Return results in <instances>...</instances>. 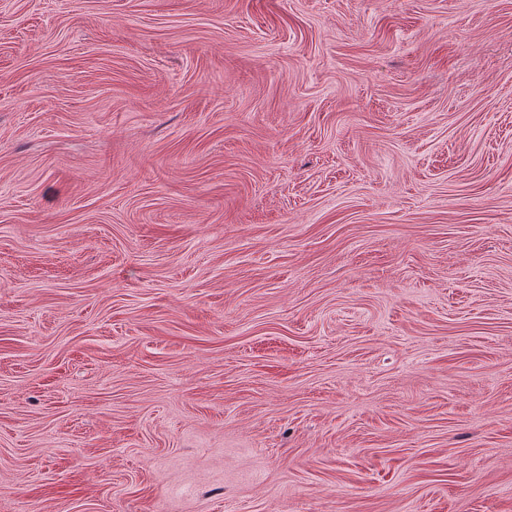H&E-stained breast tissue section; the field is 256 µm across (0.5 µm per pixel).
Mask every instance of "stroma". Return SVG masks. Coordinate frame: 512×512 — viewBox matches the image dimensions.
<instances>
[{
	"instance_id": "1",
	"label": "stroma",
	"mask_w": 512,
	"mask_h": 512,
	"mask_svg": "<svg viewBox=\"0 0 512 512\" xmlns=\"http://www.w3.org/2000/svg\"><path fill=\"white\" fill-rule=\"evenodd\" d=\"M0 512H512V0H0Z\"/></svg>"
}]
</instances>
